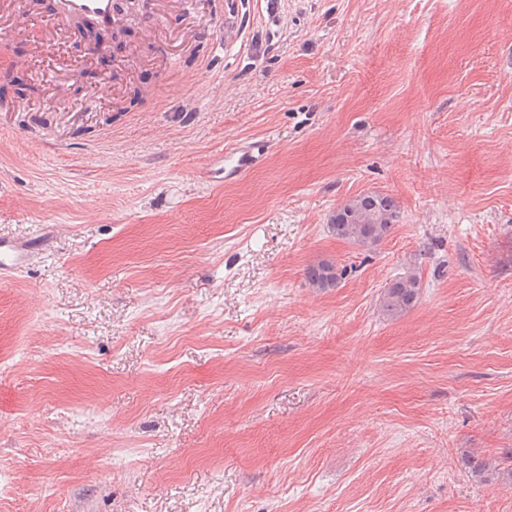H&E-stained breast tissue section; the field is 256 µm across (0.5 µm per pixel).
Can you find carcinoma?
Returning a JSON list of instances; mask_svg holds the SVG:
<instances>
[{
  "label": "carcinoma",
  "instance_id": "cac0c4a2",
  "mask_svg": "<svg viewBox=\"0 0 512 512\" xmlns=\"http://www.w3.org/2000/svg\"><path fill=\"white\" fill-rule=\"evenodd\" d=\"M396 200L384 193L367 192L346 202L329 222L330 231L338 238L361 248L377 246L399 221ZM345 271L328 262L320 261L306 271V279L313 288H335ZM420 280L410 273L394 278L386 287L380 310L388 318H397L408 312L420 293Z\"/></svg>",
  "mask_w": 512,
  "mask_h": 512
}]
</instances>
